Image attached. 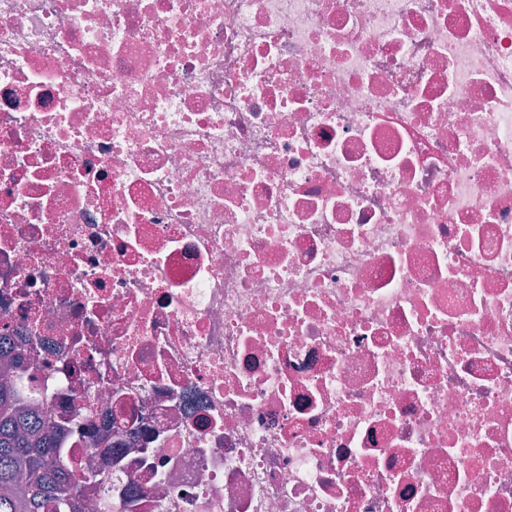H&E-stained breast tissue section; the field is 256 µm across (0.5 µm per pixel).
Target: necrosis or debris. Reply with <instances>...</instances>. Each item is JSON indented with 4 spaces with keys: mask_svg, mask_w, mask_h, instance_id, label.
<instances>
[{
    "mask_svg": "<svg viewBox=\"0 0 512 512\" xmlns=\"http://www.w3.org/2000/svg\"><path fill=\"white\" fill-rule=\"evenodd\" d=\"M83 512H512V0H0V330Z\"/></svg>",
    "mask_w": 512,
    "mask_h": 512,
    "instance_id": "obj_1",
    "label": "necrosis or debris"
}]
</instances>
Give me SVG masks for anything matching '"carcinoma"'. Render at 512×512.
I'll list each match as a JSON object with an SVG mask.
<instances>
[{
  "mask_svg": "<svg viewBox=\"0 0 512 512\" xmlns=\"http://www.w3.org/2000/svg\"><path fill=\"white\" fill-rule=\"evenodd\" d=\"M47 415L0 385V512H66L75 493Z\"/></svg>",
  "mask_w": 512,
  "mask_h": 512,
  "instance_id": "cac0c4a2",
  "label": "carcinoma"
}]
</instances>
